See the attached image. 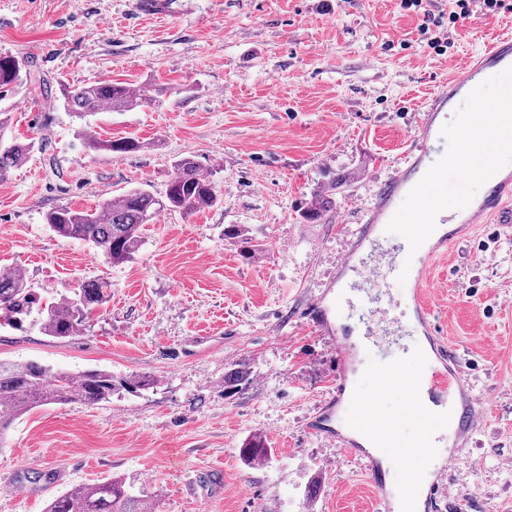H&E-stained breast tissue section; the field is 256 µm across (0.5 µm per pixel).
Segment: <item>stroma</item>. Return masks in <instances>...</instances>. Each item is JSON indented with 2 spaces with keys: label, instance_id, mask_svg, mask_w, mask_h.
Instances as JSON below:
<instances>
[{
  "label": "stroma",
  "instance_id": "obj_1",
  "mask_svg": "<svg viewBox=\"0 0 512 512\" xmlns=\"http://www.w3.org/2000/svg\"><path fill=\"white\" fill-rule=\"evenodd\" d=\"M132 3L0 0V56L28 71L0 97V113L12 136L35 144L0 182V272L20 273L47 298L81 281L112 284L76 340L0 325V360L154 380L17 420L0 450V512H44L53 497L112 476L143 492L152 512H378L365 460L309 422L330 401L337 432L369 407L392 415L401 463L391 496L419 434L448 427L405 415L409 390L378 381L411 341L405 288L387 280L376 296L337 302V263L376 183L412 144L422 104L491 37L512 34V12L449 27L439 55L418 29L448 0L408 10L401 0H172L164 21L136 18ZM42 48L47 58L36 57ZM101 78L140 88L143 103L79 127L61 89ZM88 135L142 147L94 152ZM189 154L219 204L161 213L133 260L108 264L50 229L56 208L164 190ZM317 193L330 195V210L302 221ZM233 225L239 236L225 235ZM427 292L485 414L427 485L424 512H512V224L476 225L433 264ZM318 295L341 322L333 335L304 312ZM353 309L377 333L355 357L347 386L361 400L347 406L334 397ZM241 363L251 382L225 395L224 376ZM255 434L269 454L248 463L241 447Z\"/></svg>",
  "mask_w": 512,
  "mask_h": 512
}]
</instances>
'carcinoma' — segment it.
Wrapping results in <instances>:
<instances>
[{"label":"carcinoma","mask_w":512,"mask_h":512,"mask_svg":"<svg viewBox=\"0 0 512 512\" xmlns=\"http://www.w3.org/2000/svg\"><path fill=\"white\" fill-rule=\"evenodd\" d=\"M21 71L18 60L0 56V90L21 83ZM63 95L68 111L80 119L103 109L129 111L141 103L129 86L112 81L65 87ZM7 122L8 118H0V182L27 161L33 148L31 143L4 142ZM87 144L95 151L110 153H130L141 148L134 138H89ZM217 202L212 182L200 173L194 156L188 155L175 162L173 175L162 193L134 188L104 199L93 210L59 207L47 214V223L60 237L93 244L108 263L116 265L133 258L141 242L142 227L153 223L159 213L188 214ZM326 204L321 196H315L301 218L310 223L321 220ZM111 287L103 278L89 280L44 303L24 277L0 273V323L23 331L36 321L44 335L73 340L81 336L90 313L105 305ZM153 384L149 376L118 380L112 372L97 368L74 373L35 362L0 360V444L14 423L36 408L71 403L94 406L109 401L114 394L132 393ZM267 455L266 441L260 435L252 436L244 445L243 456L250 462L262 461ZM46 512H147V505L144 498L129 492L122 478L112 477L53 498Z\"/></svg>","instance_id":"carcinoma-1"}]
</instances>
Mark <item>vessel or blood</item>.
<instances>
[{
    "label": "vessel or blood",
    "mask_w": 512,
    "mask_h": 512,
    "mask_svg": "<svg viewBox=\"0 0 512 512\" xmlns=\"http://www.w3.org/2000/svg\"><path fill=\"white\" fill-rule=\"evenodd\" d=\"M512 67V36L501 35L492 40L483 53L466 67L458 70L448 81L445 89L434 92L423 109L418 123L417 143L403 165L398 166L386 179L380 181L372 204L366 209L363 220L355 231V245H362L378 234L380 224L389 222L393 216L391 205L396 197L410 192L436 161V145L440 143L442 126L439 117H452L470 92L472 86L481 84L491 76ZM493 184L478 199L452 216H438V223L452 220L457 230L448 232L434 243L419 248L411 264L390 259L387 272L391 278L405 276L408 300L415 311V329L421 330L431 347V356L411 352L410 358L416 366L412 376L403 378L392 374L390 382H405L413 397L410 409L421 406L416 392L420 385L429 384L433 393L442 399L463 396L461 408L454 412L455 440L466 439L473 431L481 411L478 400L467 394L460 369L461 356L457 348L447 346L438 337L432 322V310L427 304L422 286L436 254L446 252L448 246L459 238L458 230L485 219L497 224H512V170L498 171L492 177ZM338 268L346 277L361 278L367 287H377L376 266L359 263L354 252H347L339 261Z\"/></svg>",
    "instance_id": "1"
}]
</instances>
